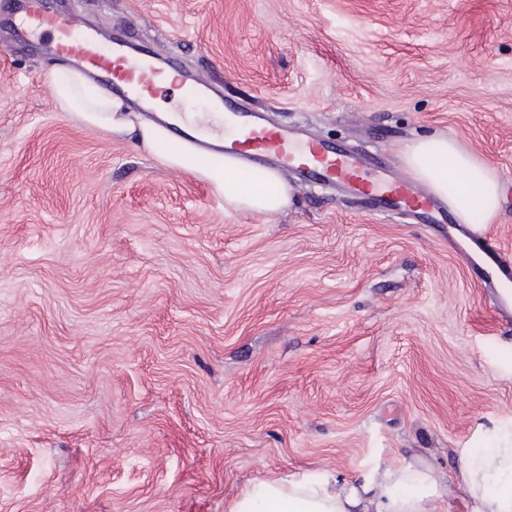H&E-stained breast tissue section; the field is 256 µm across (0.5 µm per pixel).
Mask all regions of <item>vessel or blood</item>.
I'll use <instances>...</instances> for the list:
<instances>
[{"label": "vessel or blood", "instance_id": "b4317fda", "mask_svg": "<svg viewBox=\"0 0 512 512\" xmlns=\"http://www.w3.org/2000/svg\"><path fill=\"white\" fill-rule=\"evenodd\" d=\"M14 22L21 34L39 28L54 35L58 55L80 63L90 74L110 77L113 88L137 100L153 99L166 77L153 54L130 55L125 43L103 51L98 33L75 34L71 15L54 11L49 0H21L14 8ZM227 120L235 133L224 141V152L254 167L275 165L291 171L304 184H318L373 202L375 208L409 216L422 224L439 223L442 212L419 185L389 172L384 160L353 153L289 132L269 121L264 113L225 102ZM459 252L468 265L483 274L486 288L512 285V265L503 262L498 246L482 225L461 227Z\"/></svg>", "mask_w": 512, "mask_h": 512}]
</instances>
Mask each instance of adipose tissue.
Wrapping results in <instances>:
<instances>
[{
  "label": "adipose tissue",
  "mask_w": 512,
  "mask_h": 512,
  "mask_svg": "<svg viewBox=\"0 0 512 512\" xmlns=\"http://www.w3.org/2000/svg\"><path fill=\"white\" fill-rule=\"evenodd\" d=\"M59 111L78 116L87 125L129 133L135 143L165 167L194 173L224 200L228 213L276 214L291 200L279 171L253 174L220 152H204L197 141H223L224 115L187 112L177 122L194 137L175 139L170 130L150 121L134 122L120 98L81 71L46 77ZM406 171L448 205L462 224H489L499 215L504 194L496 170L458 141L444 135L418 139L401 151ZM455 476L468 512H512V443L462 449ZM440 474L430 464L377 463L363 483L339 481L335 472L312 477L304 473L254 481L227 506L226 512H446Z\"/></svg>",
  "instance_id": "obj_1"
}]
</instances>
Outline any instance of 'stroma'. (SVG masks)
<instances>
[{"mask_svg":"<svg viewBox=\"0 0 512 512\" xmlns=\"http://www.w3.org/2000/svg\"><path fill=\"white\" fill-rule=\"evenodd\" d=\"M225 99L386 159L431 134L504 183L512 0H62ZM0 8V512H226L253 480L423 460L452 512L464 448L512 428V317L448 224L300 187L226 213L127 134L58 111L47 35ZM207 112L166 88L136 118Z\"/></svg>","mask_w":512,"mask_h":512,"instance_id":"35a3bbf8","label":"stroma"}]
</instances>
